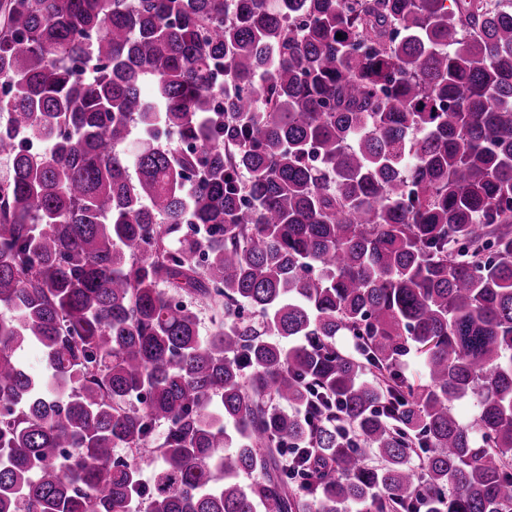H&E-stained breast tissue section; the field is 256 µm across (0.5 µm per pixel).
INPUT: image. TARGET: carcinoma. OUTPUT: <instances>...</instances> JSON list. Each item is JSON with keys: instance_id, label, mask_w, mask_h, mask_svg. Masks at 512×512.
Masks as SVG:
<instances>
[{"instance_id": "carcinoma-1", "label": "carcinoma", "mask_w": 512, "mask_h": 512, "mask_svg": "<svg viewBox=\"0 0 512 512\" xmlns=\"http://www.w3.org/2000/svg\"><path fill=\"white\" fill-rule=\"evenodd\" d=\"M0 84V512H512V0H0Z\"/></svg>"}]
</instances>
